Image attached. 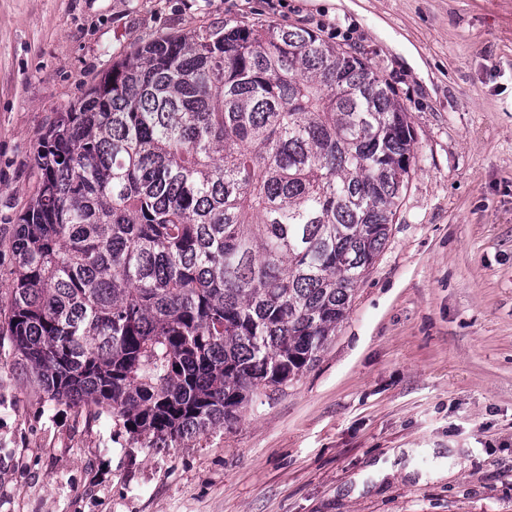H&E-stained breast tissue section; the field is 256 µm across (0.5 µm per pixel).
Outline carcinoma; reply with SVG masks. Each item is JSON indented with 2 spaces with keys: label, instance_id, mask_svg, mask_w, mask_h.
<instances>
[{
  "label": "carcinoma",
  "instance_id": "carcinoma-1",
  "mask_svg": "<svg viewBox=\"0 0 512 512\" xmlns=\"http://www.w3.org/2000/svg\"><path fill=\"white\" fill-rule=\"evenodd\" d=\"M0 342L133 433L229 424L306 371L417 167L396 92L309 28L136 45L38 138Z\"/></svg>",
  "mask_w": 512,
  "mask_h": 512
}]
</instances>
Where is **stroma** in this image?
I'll list each match as a JSON object with an SVG mask.
<instances>
[{"label": "stroma", "mask_w": 512, "mask_h": 512, "mask_svg": "<svg viewBox=\"0 0 512 512\" xmlns=\"http://www.w3.org/2000/svg\"><path fill=\"white\" fill-rule=\"evenodd\" d=\"M233 17L396 88L418 161L389 240L313 367L200 434L51 400L0 346V512H512V0H0V275L38 136L138 42ZM401 448L460 468L352 496Z\"/></svg>", "instance_id": "1"}]
</instances>
